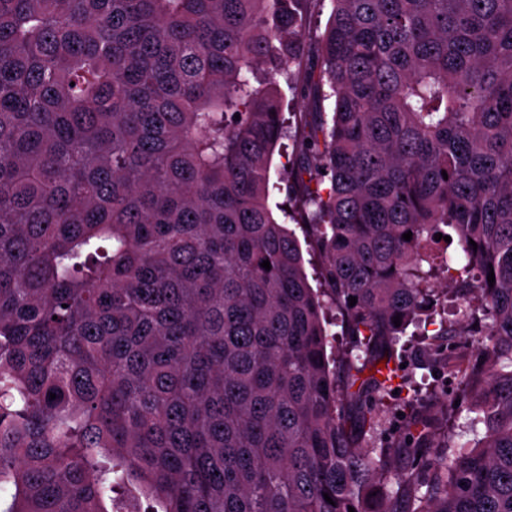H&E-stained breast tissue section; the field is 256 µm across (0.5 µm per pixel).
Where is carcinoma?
Here are the masks:
<instances>
[{
    "instance_id": "obj_1",
    "label": "carcinoma",
    "mask_w": 512,
    "mask_h": 512,
    "mask_svg": "<svg viewBox=\"0 0 512 512\" xmlns=\"http://www.w3.org/2000/svg\"><path fill=\"white\" fill-rule=\"evenodd\" d=\"M330 2L0 0V512H512V0ZM441 273L483 435L368 451ZM269 205L279 222L287 224L290 229L295 230L304 255L305 270L308 274L309 282L313 288H321L320 281L317 280V277L315 276L314 268L316 264V256H314L310 238L305 234V231L302 228L286 219L283 212L280 210V208L284 209V206H287V209L285 210L288 211V201L285 191L279 193L277 190H272Z\"/></svg>"
}]
</instances>
